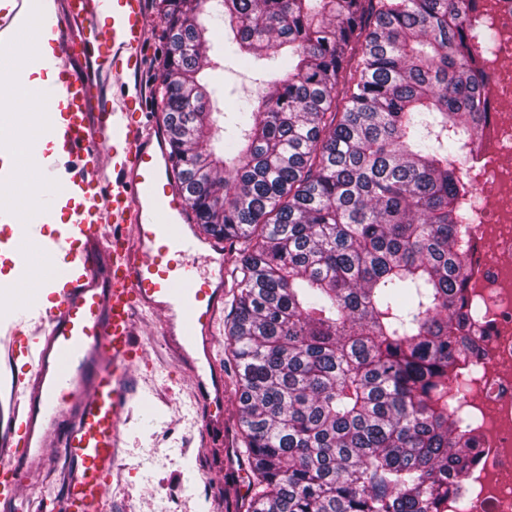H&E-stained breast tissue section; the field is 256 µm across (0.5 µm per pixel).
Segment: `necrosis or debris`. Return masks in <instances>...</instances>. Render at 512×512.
I'll list each match as a JSON object with an SVG mask.
<instances>
[{
    "label": "necrosis or debris",
    "instance_id": "obj_1",
    "mask_svg": "<svg viewBox=\"0 0 512 512\" xmlns=\"http://www.w3.org/2000/svg\"><path fill=\"white\" fill-rule=\"evenodd\" d=\"M480 19L497 32L483 57L490 77V138L464 164L478 191L480 246L468 286L480 314L475 323L479 372L464 403L480 441L475 466L461 477L470 512H512V0H479Z\"/></svg>",
    "mask_w": 512,
    "mask_h": 512
}]
</instances>
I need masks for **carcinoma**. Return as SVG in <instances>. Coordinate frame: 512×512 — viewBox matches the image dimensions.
Segmentation results:
<instances>
[{"label":"carcinoma","mask_w":512,"mask_h":512,"mask_svg":"<svg viewBox=\"0 0 512 512\" xmlns=\"http://www.w3.org/2000/svg\"><path fill=\"white\" fill-rule=\"evenodd\" d=\"M282 76L237 100L224 152L196 0H159V82L195 223L238 246L225 344L247 512H468L463 403L478 311L463 172L490 123L477 0H207Z\"/></svg>","instance_id":"obj_1"}]
</instances>
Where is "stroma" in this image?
I'll return each mask as SVG.
<instances>
[{"label": "stroma", "instance_id": "obj_1", "mask_svg": "<svg viewBox=\"0 0 512 512\" xmlns=\"http://www.w3.org/2000/svg\"><path fill=\"white\" fill-rule=\"evenodd\" d=\"M149 40L144 68L137 76L150 112H157L158 72L164 55L158 0H146ZM229 33L217 31L207 53L206 75L216 89L215 112L235 108L234 94L253 89L270 69L249 65L233 55ZM56 225H44L32 238L24 224H0V237L11 240L20 258L14 276L29 282L45 257V245ZM137 334L145 347L130 384L133 413L124 431V450L109 493L108 512H245L250 472L242 454L238 383L223 340H216L214 361L224 372V434H210L191 375L166 344L158 318H137ZM66 459L51 453L45 466L33 467L25 494L37 512H56L63 493Z\"/></svg>", "mask_w": 512, "mask_h": 512}]
</instances>
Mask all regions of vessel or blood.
Returning a JSON list of instances; mask_svg holds the SVG:
<instances>
[{"mask_svg": "<svg viewBox=\"0 0 512 512\" xmlns=\"http://www.w3.org/2000/svg\"><path fill=\"white\" fill-rule=\"evenodd\" d=\"M29 0L0 5V46L15 43ZM146 0H55L40 20L54 32L58 78L16 98L38 97L58 115L41 154L43 204L68 173L69 222L50 248L67 255L44 282L51 307L0 315V504L17 508L31 465L56 438L69 468L61 512H107L109 487L130 414L129 377L145 348L136 314L161 315L191 366L207 427L224 424V376L213 364L212 322L224 307V274L198 278L193 253L223 242L190 224L187 193L171 165L163 127L139 86L148 38ZM86 63L85 72L72 68Z\"/></svg>", "mask_w": 512, "mask_h": 512, "instance_id": "b4317fda", "label": "vessel or blood"}]
</instances>
